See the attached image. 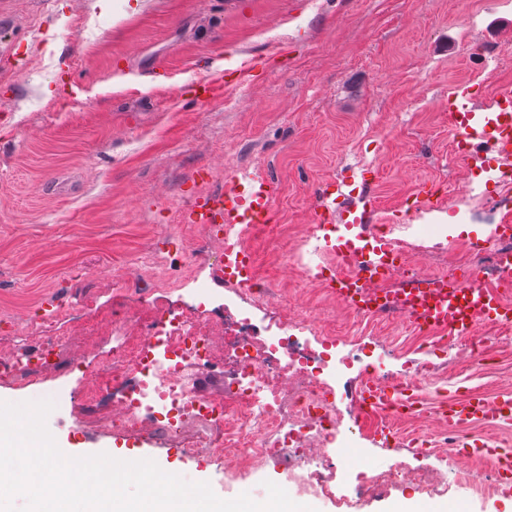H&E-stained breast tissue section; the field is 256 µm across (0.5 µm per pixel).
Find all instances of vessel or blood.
<instances>
[{"label":"vessel or blood","instance_id":"1","mask_svg":"<svg viewBox=\"0 0 512 512\" xmlns=\"http://www.w3.org/2000/svg\"><path fill=\"white\" fill-rule=\"evenodd\" d=\"M448 127L464 140L477 158V146L489 144L503 158L512 157V90L497 93L488 108H481L472 96L448 102ZM276 187L268 179L240 186L229 194L199 196L194 199L188 218L194 224H260L271 219V202ZM375 215L374 210L344 209L340 219L344 231L354 241L364 239L362 229ZM409 316L421 324L438 327L456 335L471 329L474 313H482L489 321H512V303L503 302L498 291L485 286L480 277L465 275L456 281H440L429 288L411 290L401 300ZM360 406L367 410L411 411L417 403L413 396L398 395L379 385L363 384L357 390ZM443 416L449 428L459 429L475 421L488 424L512 421V395L491 401L476 394L460 402L449 403Z\"/></svg>","mask_w":512,"mask_h":512}]
</instances>
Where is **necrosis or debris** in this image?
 Wrapping results in <instances>:
<instances>
[{"label": "necrosis or debris", "instance_id": "4bbe7bcc", "mask_svg": "<svg viewBox=\"0 0 512 512\" xmlns=\"http://www.w3.org/2000/svg\"><path fill=\"white\" fill-rule=\"evenodd\" d=\"M372 234L386 237L398 259L384 276L365 281V288L382 296L383 306L379 312L359 314V325L388 335L410 331L435 346L449 343L456 358L464 362L490 360L491 338L481 316L473 318L472 335L449 338L442 329L410 320L396 301L400 289L428 283L430 249L393 236L387 224L373 225ZM312 241L308 235L289 246L302 281L325 288L333 275L353 273V263L337 252L329 261L307 264L304 255ZM510 254L512 232L468 243L451 252L445 275L493 269L506 282L512 280V272L501 262ZM128 320L125 314L112 316L117 335L106 370L112 386L113 428L169 434L186 417H200L206 420L207 430L197 445L210 459L231 457L245 472L256 463L284 458L289 469H302L305 490L330 492L335 466L326 449L336 441L339 428L335 392L325 377L332 356L299 344L298 334L314 329L307 310L282 311L274 321L272 340L251 335L246 318L236 328L219 330L197 321L195 313L170 309L146 314L149 334L132 339L121 332ZM218 352L224 361V395L201 397L190 387L185 371L190 366L213 365Z\"/></svg>", "mask_w": 512, "mask_h": 512}]
</instances>
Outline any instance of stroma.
<instances>
[{
	"instance_id": "obj_1",
	"label": "stroma",
	"mask_w": 512,
	"mask_h": 512,
	"mask_svg": "<svg viewBox=\"0 0 512 512\" xmlns=\"http://www.w3.org/2000/svg\"><path fill=\"white\" fill-rule=\"evenodd\" d=\"M251 76L238 82L236 66ZM219 79L209 98L198 81ZM54 95H47V88ZM512 88V0H0V361L19 340L37 344L36 314L57 324L61 354L34 383L0 375V401L50 400L49 431L66 455L118 450L139 434L86 417V394L105 374L113 308L144 311L206 300L223 324L243 301L224 288V249L208 227L183 215L194 197L235 182L272 179L282 234L255 235L261 269L290 263L288 239L336 210L376 171L373 197L399 208L421 183L450 198L402 218L401 236L430 247L433 271L448 266L462 239L489 236L493 185L467 173L448 150V99L477 93L489 101ZM328 190L317 218L314 191ZM271 306L311 304L326 322L352 315L327 289L275 277ZM366 353L386 376L434 361L421 411L393 417L406 432L431 430L435 407L475 393L512 394V335L496 344L491 368L457 365L411 334L365 335ZM358 369L336 379L341 420L337 451L358 459L337 468L331 494L291 490L314 512H390L407 500L466 512H506L491 489L496 476L479 456L452 446L418 454L383 447L360 415ZM204 430L185 421L178 437L155 436L154 459L172 473L209 483L232 499L268 496L265 481H288L285 461L270 460L239 479L223 465L185 463L181 449ZM394 470L379 494L352 497L364 472ZM433 472L445 483L411 490Z\"/></svg>"
}]
</instances>
